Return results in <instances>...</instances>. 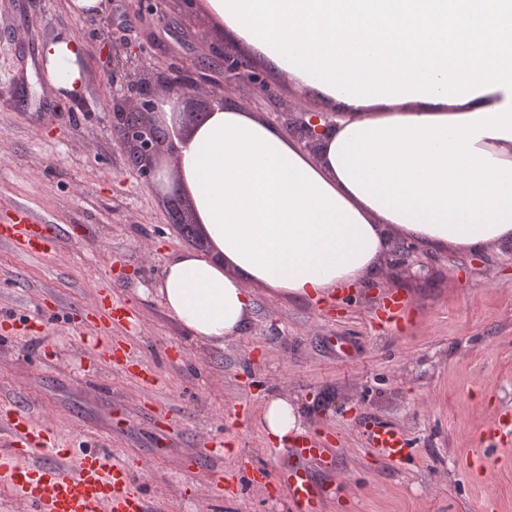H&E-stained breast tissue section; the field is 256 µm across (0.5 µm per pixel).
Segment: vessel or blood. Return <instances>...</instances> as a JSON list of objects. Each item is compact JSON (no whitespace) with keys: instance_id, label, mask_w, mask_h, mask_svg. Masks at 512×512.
<instances>
[{"instance_id":"b4317fda","label":"vessel or blood","mask_w":512,"mask_h":512,"mask_svg":"<svg viewBox=\"0 0 512 512\" xmlns=\"http://www.w3.org/2000/svg\"><path fill=\"white\" fill-rule=\"evenodd\" d=\"M57 240L53 225L35 219L23 207L15 223L0 226V241L28 256L54 254ZM89 309L93 315L118 321L128 316L127 308L107 293L98 294ZM8 432L13 446L0 454V484L16 491L25 512H148L140 493L130 487L129 472L114 463L110 451H84L71 467L60 460L42 461L50 430L28 414H14ZM367 433L372 447L389 462L400 464L409 458L410 444L402 430L373 423ZM289 456L278 468L279 484L288 490L294 512H318L321 494L309 467L330 464L327 448L318 438L306 436L297 440Z\"/></svg>"}]
</instances>
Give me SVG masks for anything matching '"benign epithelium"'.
<instances>
[{
	"mask_svg": "<svg viewBox=\"0 0 512 512\" xmlns=\"http://www.w3.org/2000/svg\"><path fill=\"white\" fill-rule=\"evenodd\" d=\"M212 67L199 65L194 69L170 66L149 78L137 77L132 80L130 94L112 102V122L118 127L126 148V164L151 182L157 181L158 172L166 158H173L175 147L169 129L155 119L163 103L172 101L180 104L186 100L199 101V109L191 113L198 121L211 108L217 92L233 83H247L255 86L266 96H274L252 70L247 60L225 51L217 56V70L224 74V80L214 81L207 75ZM319 112L291 111L283 107L278 119L305 147L314 149L322 127ZM166 199L175 215V222L188 233H195L196 223L192 217L186 196L177 182H172L166 192Z\"/></svg>",
	"mask_w": 512,
	"mask_h": 512,
	"instance_id": "obj_1",
	"label": "benign epithelium"
}]
</instances>
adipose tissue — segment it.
<instances>
[{
	"label": "adipose tissue",
	"instance_id": "obj_1",
	"mask_svg": "<svg viewBox=\"0 0 512 512\" xmlns=\"http://www.w3.org/2000/svg\"><path fill=\"white\" fill-rule=\"evenodd\" d=\"M217 28L333 125L309 151L248 108L213 103L176 137V178L207 248L166 262L156 293L194 341L243 334L256 290L317 301L378 276L391 235L440 251L512 245V0H202ZM47 85L84 91V47L43 43ZM268 443L302 422L264 403Z\"/></svg>",
	"mask_w": 512,
	"mask_h": 512
}]
</instances>
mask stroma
<instances>
[{
	"instance_id": "35a3bbf8",
	"label": "stroma",
	"mask_w": 512,
	"mask_h": 512,
	"mask_svg": "<svg viewBox=\"0 0 512 512\" xmlns=\"http://www.w3.org/2000/svg\"><path fill=\"white\" fill-rule=\"evenodd\" d=\"M68 0H0V225L18 206L61 225L54 257L0 242V428L12 410L48 425L55 445L105 446L156 512H293L276 484L224 492L227 472L280 458L261 431L266 397L286 395L333 468L320 512H512V248L480 254H401L395 239L377 279L312 302L265 291L242 337L193 342L153 287L163 264L202 249L171 224L164 194L126 165L112 102L133 74L194 67L212 49L247 58L274 90L227 88L225 99L274 120L278 102L315 108L286 78L266 72L223 37L198 0H167L165 21L144 0H104L86 17ZM82 40L85 93L74 101L39 79L42 43ZM111 290L130 319L105 325L153 377L105 357L84 324L85 301ZM410 306L398 323L376 313L387 297ZM394 425L413 452L380 458L366 427ZM227 452L207 453L212 442Z\"/></svg>"
}]
</instances>
